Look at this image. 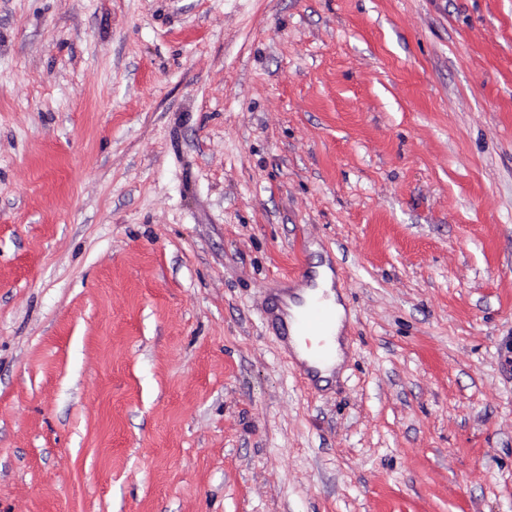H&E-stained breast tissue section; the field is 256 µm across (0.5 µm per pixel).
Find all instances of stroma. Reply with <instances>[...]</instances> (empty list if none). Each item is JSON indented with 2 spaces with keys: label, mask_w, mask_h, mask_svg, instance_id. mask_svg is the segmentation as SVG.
<instances>
[{
  "label": "stroma",
  "mask_w": 512,
  "mask_h": 512,
  "mask_svg": "<svg viewBox=\"0 0 512 512\" xmlns=\"http://www.w3.org/2000/svg\"><path fill=\"white\" fill-rule=\"evenodd\" d=\"M0 512H512V0H0ZM311 282L307 286L301 287L300 290L296 291L299 296L294 301L287 299L288 307V321L283 318L280 320V333L288 340V323L292 324L297 316L302 311L304 304L308 301L309 297L316 292H324L330 303L332 304L335 312V324L333 327V336L331 339V350L332 359L324 364H319L314 367L313 375H317L318 378L322 379L320 385L324 386L327 384L326 379L332 377L335 369L339 368L344 359V353L341 346V334L344 327V321L346 318L345 309L343 304L340 302L337 291L333 290L334 275L332 270L329 268L328 263H323L313 268ZM312 288H315L314 290ZM333 322L332 310L322 301L320 298L312 299L303 312L300 314L298 319V325L300 331L304 336H296V332L293 328H290L291 339L290 345L295 350L297 357L301 360H307L306 350L308 343L310 342L309 349L314 350L318 341L308 339L306 336H319L321 339L329 330ZM322 341H320V348L313 351L314 359L318 362L325 360L328 357V353L322 347Z\"/></svg>",
  "instance_id": "obj_1"
}]
</instances>
